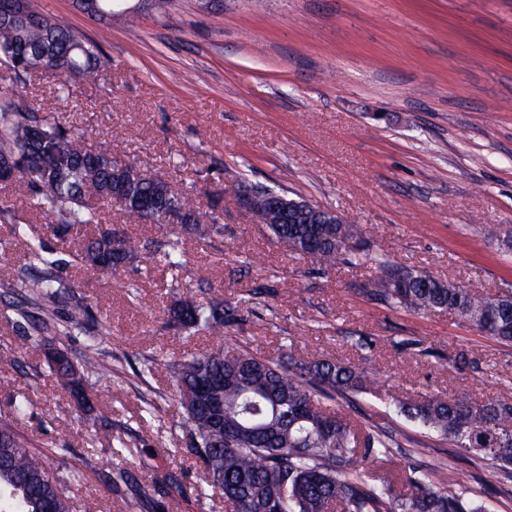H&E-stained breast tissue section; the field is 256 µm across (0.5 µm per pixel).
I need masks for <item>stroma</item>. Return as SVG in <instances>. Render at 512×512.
<instances>
[{"label":"stroma","mask_w":512,"mask_h":512,"mask_svg":"<svg viewBox=\"0 0 512 512\" xmlns=\"http://www.w3.org/2000/svg\"><path fill=\"white\" fill-rule=\"evenodd\" d=\"M34 10L96 44V81L54 76L26 83L0 60V90L17 104L58 115L84 131L92 150L158 175L216 212L223 239L186 240L185 267L171 277L168 237L121 211L107 222L140 244L133 265L103 273L64 269L93 321L111 333H63L23 321L4 283L43 242L61 256L80 240L31 206L19 188L0 187V420L33 451L64 449L53 465L73 512H224L205 493L204 471L182 434L171 363L219 347L221 337L167 323L175 296L271 293L231 327L241 347L275 358L295 351L364 367L372 396L354 421L393 431L398 450L370 474L403 484L406 448H425L427 472L487 512H512V491L497 474L455 458L446 442L389 411L390 396L467 395L512 401V346L447 312L425 317L372 300L384 257L426 268L474 292L512 290V0H171L166 15L131 20L137 0L111 19L83 13L75 0H31ZM262 185L337 210L358 226L371 261L323 269L297 259L252 223L236 200ZM23 224L25 236L12 227ZM498 229L494 238L485 226ZM416 339L423 350H395ZM95 344L101 369L90 405L60 387L48 349L79 360ZM475 352L478 371L453 357ZM95 455V470L83 456Z\"/></svg>","instance_id":"obj_1"}]
</instances>
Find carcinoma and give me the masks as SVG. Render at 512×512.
<instances>
[{
	"label": "carcinoma",
	"mask_w": 512,
	"mask_h": 512,
	"mask_svg": "<svg viewBox=\"0 0 512 512\" xmlns=\"http://www.w3.org/2000/svg\"><path fill=\"white\" fill-rule=\"evenodd\" d=\"M15 21L0 27V58L20 81L40 72L94 79L99 50L73 29L35 11L29 0H13ZM83 133L49 112L20 109L0 96V157L19 155L24 165L17 180L31 204L57 220L63 231L102 225L99 206H116L149 224H165L161 210L139 212L141 201L158 198L184 209L192 223L180 230L201 242L224 237L220 216L201 219L194 204L161 178L133 176L119 188L112 172L121 164L112 153L91 152ZM275 240L296 248L299 259L332 268L340 261L370 257L367 244L352 224H313L296 214L287 224H266ZM164 261L171 276L183 269L179 235L168 239ZM130 238L120 248L99 230L73 254L75 261L100 271H116L136 258ZM58 260L42 243H32L27 262L16 273L20 314L37 310L42 325L55 322L56 305L71 299L68 327L86 328L88 303L70 298L72 286L56 274ZM381 277L374 295L384 304L417 315L449 311L463 323L504 345H512V291L483 295L428 270L378 263ZM257 293L239 298L213 296L205 302L179 297L171 321L186 332L221 335L238 322L241 311L256 303ZM225 347L192 355L174 364L181 425L188 451L201 462L207 485L222 491L228 512H485L482 502L463 499L442 488L421 470L428 449L410 450L407 491L370 479L368 466L392 446L379 425L354 423L350 414L329 411L324 400L354 399L372 394L374 381L349 363L309 360L290 352L277 360L256 356L224 337ZM101 366L90 345L79 364L65 355L55 359L59 385L75 394L87 389ZM389 408L436 433L448 445L490 466L512 481V404L477 402L465 395L425 396L418 401L392 398ZM12 500L9 512H71L63 479L41 455L30 452L24 437L9 422H0V491Z\"/></svg>",
	"instance_id": "cac0c4a2"
}]
</instances>
